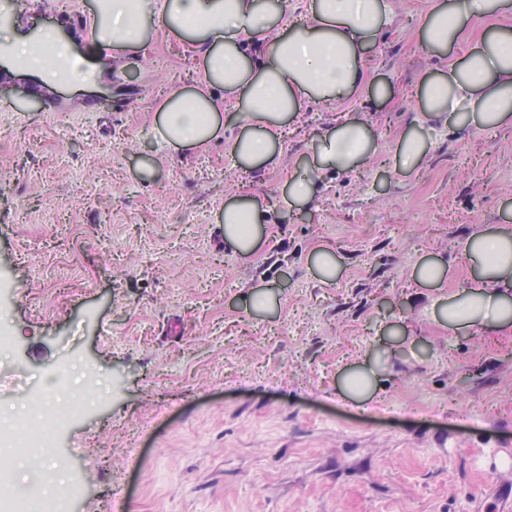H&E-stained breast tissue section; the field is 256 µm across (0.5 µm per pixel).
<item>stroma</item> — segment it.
I'll return each mask as SVG.
<instances>
[{
  "mask_svg": "<svg viewBox=\"0 0 512 512\" xmlns=\"http://www.w3.org/2000/svg\"><path fill=\"white\" fill-rule=\"evenodd\" d=\"M397 19L365 56L372 87L306 103L276 166H235L241 125L178 153L154 136L173 88L200 78L197 53L162 29L85 90L32 96L0 75V424L34 414L32 395L68 365L71 386L111 391L56 438L55 454L12 448L16 488L59 465L65 512H500L512 499V333L438 322L435 303L470 286L475 233L512 225V127L420 124V83L465 46L425 53L431 0H391ZM57 28L73 55L90 44L94 0H0ZM365 119L372 158L325 173L312 207L284 188L337 114ZM423 125L421 164L395 168ZM266 209L261 246L243 256L219 226L233 196ZM333 250V283L314 249ZM447 268L426 288L413 271ZM78 284L64 304L47 300ZM266 286L271 308L247 305ZM372 364L366 408L340 390Z\"/></svg>",
  "mask_w": 512,
  "mask_h": 512,
  "instance_id": "obj_1",
  "label": "stroma"
}]
</instances>
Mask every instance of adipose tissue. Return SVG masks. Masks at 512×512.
I'll return each instance as SVG.
<instances>
[{
	"label": "adipose tissue",
	"instance_id": "obj_1",
	"mask_svg": "<svg viewBox=\"0 0 512 512\" xmlns=\"http://www.w3.org/2000/svg\"><path fill=\"white\" fill-rule=\"evenodd\" d=\"M287 6V0H158L149 13L143 0H96L104 23L92 33L88 56L73 58L68 43L50 29L41 30L36 42L13 29L0 45L10 77L44 83L62 78L78 89L89 74H103L108 62L140 46L147 23L164 27L200 51L202 78L160 106L158 141L186 152L207 144L220 134L223 104L231 98L243 124L232 155L245 167L266 168L278 164L282 130L305 103L336 102L369 85L365 52L395 20L390 0H310L297 17L288 15ZM511 12L512 0H432L419 32L427 53H446L467 38L472 22H481L483 31L447 72L424 77L425 118L480 128L512 122V29L499 23ZM374 149L364 121L337 120L318 135L304 169L289 177L288 205H310L323 172L349 171ZM264 224L258 199L228 201L221 227L225 245L253 253ZM465 253L478 274L469 289L440 307V319L452 328H511L512 226L474 234Z\"/></svg>",
	"mask_w": 512,
	"mask_h": 512
}]
</instances>
